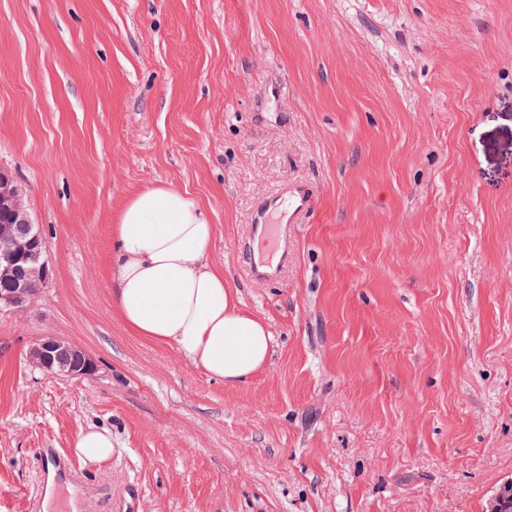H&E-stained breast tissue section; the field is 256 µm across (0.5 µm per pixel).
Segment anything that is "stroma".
<instances>
[{"label":"stroma","instance_id":"stroma-1","mask_svg":"<svg viewBox=\"0 0 512 512\" xmlns=\"http://www.w3.org/2000/svg\"><path fill=\"white\" fill-rule=\"evenodd\" d=\"M0 164L53 268L0 311V512L41 448L94 512H489L512 480V0H0ZM295 181L293 258L252 279L254 208ZM156 184L273 333L245 384L116 311L113 220ZM46 336L95 374L32 370ZM73 448L84 463L105 465L112 459V431L104 426L90 425L79 431Z\"/></svg>","mask_w":512,"mask_h":512}]
</instances>
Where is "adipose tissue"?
<instances>
[{"mask_svg":"<svg viewBox=\"0 0 512 512\" xmlns=\"http://www.w3.org/2000/svg\"><path fill=\"white\" fill-rule=\"evenodd\" d=\"M208 211L170 185L129 197L112 226L109 281L123 323L137 335L171 345L186 361L227 385L251 380L272 351L268 324L244 311L212 259ZM84 463L112 459V432L98 425L73 442Z\"/></svg>","mask_w":512,"mask_h":512,"instance_id":"1","label":"adipose tissue"}]
</instances>
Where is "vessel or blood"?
<instances>
[{
  "mask_svg": "<svg viewBox=\"0 0 512 512\" xmlns=\"http://www.w3.org/2000/svg\"><path fill=\"white\" fill-rule=\"evenodd\" d=\"M315 203L312 186L305 182L288 184L272 202L260 206L251 226L252 237L262 238L266 251L253 256L250 249H243L244 261L252 277L262 280L277 279L281 269L292 255L288 244L296 228Z\"/></svg>",
  "mask_w": 512,
  "mask_h": 512,
  "instance_id": "vessel-or-blood-1",
  "label": "vessel or blood"
}]
</instances>
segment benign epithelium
Instances as JSON below:
<instances>
[{"label": "benign epithelium", "instance_id": "obj_1", "mask_svg": "<svg viewBox=\"0 0 512 512\" xmlns=\"http://www.w3.org/2000/svg\"><path fill=\"white\" fill-rule=\"evenodd\" d=\"M0 213L8 216L7 223L0 225V279L12 281L11 288L0 293V309L20 312L39 297L53 269L46 259L48 246L41 225L33 222L22 187L5 168H0ZM12 224L27 225V236H14ZM21 263L26 265V272L18 279L15 270ZM26 362L51 376L82 378L96 370L94 360L84 349L55 337L32 344Z\"/></svg>", "mask_w": 512, "mask_h": 512}]
</instances>
